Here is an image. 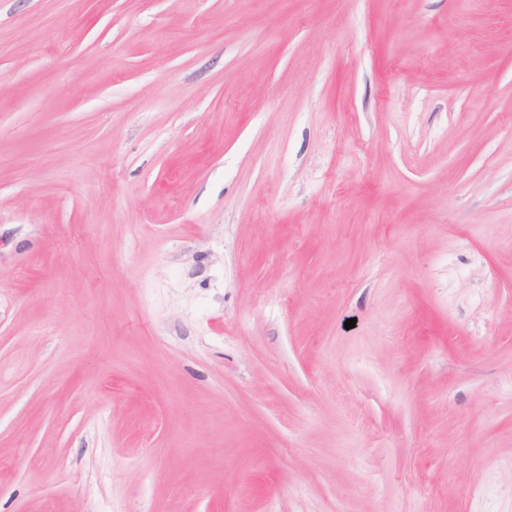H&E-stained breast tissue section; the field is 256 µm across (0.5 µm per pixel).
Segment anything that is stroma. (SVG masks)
I'll list each match as a JSON object with an SVG mask.
<instances>
[{
  "instance_id": "stroma-1",
  "label": "stroma",
  "mask_w": 512,
  "mask_h": 512,
  "mask_svg": "<svg viewBox=\"0 0 512 512\" xmlns=\"http://www.w3.org/2000/svg\"><path fill=\"white\" fill-rule=\"evenodd\" d=\"M0 512H512V0H0Z\"/></svg>"
}]
</instances>
